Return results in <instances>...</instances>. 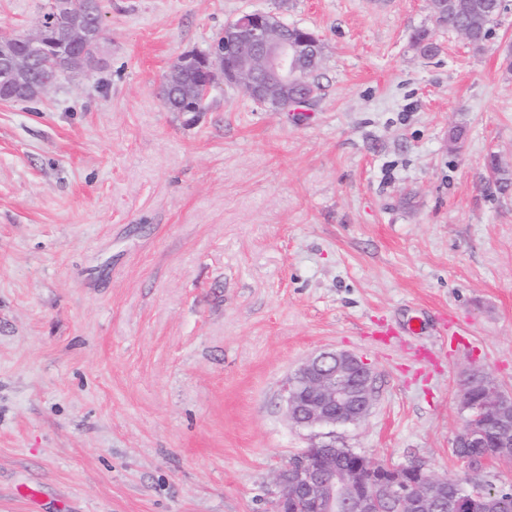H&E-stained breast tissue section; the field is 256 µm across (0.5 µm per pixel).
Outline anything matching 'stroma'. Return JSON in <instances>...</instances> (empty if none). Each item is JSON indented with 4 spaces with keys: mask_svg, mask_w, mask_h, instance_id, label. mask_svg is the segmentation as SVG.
Instances as JSON below:
<instances>
[{
    "mask_svg": "<svg viewBox=\"0 0 512 512\" xmlns=\"http://www.w3.org/2000/svg\"><path fill=\"white\" fill-rule=\"evenodd\" d=\"M46 2L0 0V31ZM504 3L476 47L428 0H102L100 67L0 104V512H271L329 440L512 486V457L452 453L465 377L512 392ZM250 10L320 36L323 96L269 112L227 83L168 111L171 63ZM325 349L367 364L371 406L295 426L282 385Z\"/></svg>",
    "mask_w": 512,
    "mask_h": 512,
    "instance_id": "stroma-1",
    "label": "stroma"
}]
</instances>
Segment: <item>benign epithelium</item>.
<instances>
[{
	"label": "benign epithelium",
	"mask_w": 512,
	"mask_h": 512,
	"mask_svg": "<svg viewBox=\"0 0 512 512\" xmlns=\"http://www.w3.org/2000/svg\"><path fill=\"white\" fill-rule=\"evenodd\" d=\"M225 28L231 38L205 54L180 56L164 78L165 90L177 87L184 107L193 111L195 101L208 97L222 83H234L260 107L270 112H288L305 96L297 87L299 76L314 71L323 57V43L313 32L297 39L288 32L294 26L279 15L254 10L230 20ZM67 54L59 59L42 23L23 37L25 51L16 55L9 48L15 37L0 34V101L17 95H40L42 85L31 69L77 70L96 59L103 35L101 27L70 23L60 34ZM288 419L304 427L355 424L368 412L373 395V378L366 363L344 351L323 350L311 355L283 387ZM462 409L469 412L457 433L454 447L484 441L483 421L495 420L502 432L512 429V394L492 377L476 371L461 390ZM323 450L302 454L299 464L287 466L276 475L279 488L273 512H288V501L298 496L309 503H327L340 494L349 512H385L382 505L396 503L401 512H438L448 505L442 495L443 481L419 469L379 466L370 469L364 494L357 495L359 469L354 477L336 474L333 442Z\"/></svg>",
	"instance_id": "1"
}]
</instances>
